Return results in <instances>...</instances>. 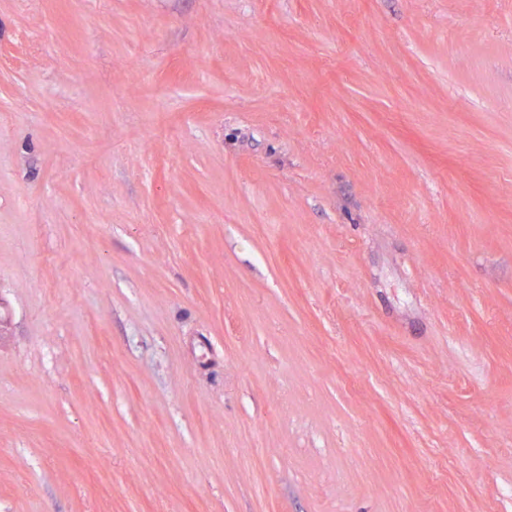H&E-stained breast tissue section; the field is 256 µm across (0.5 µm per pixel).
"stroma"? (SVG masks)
Wrapping results in <instances>:
<instances>
[{"label": "stroma", "instance_id": "stroma-1", "mask_svg": "<svg viewBox=\"0 0 512 512\" xmlns=\"http://www.w3.org/2000/svg\"><path fill=\"white\" fill-rule=\"evenodd\" d=\"M0 316V512H512V0H0Z\"/></svg>", "mask_w": 512, "mask_h": 512}]
</instances>
